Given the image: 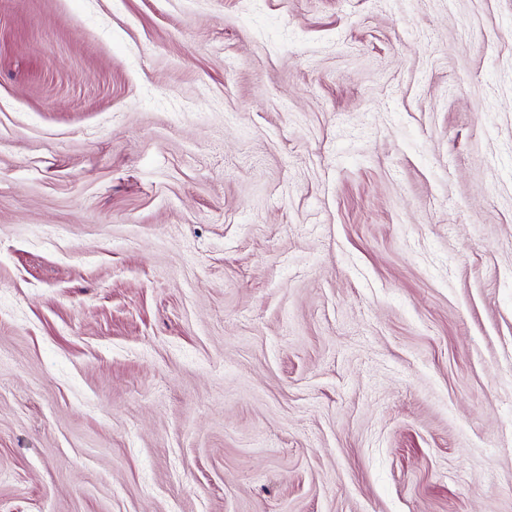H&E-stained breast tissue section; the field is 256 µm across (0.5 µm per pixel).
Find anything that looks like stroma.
I'll return each mask as SVG.
<instances>
[{
	"label": "stroma",
	"mask_w": 512,
	"mask_h": 512,
	"mask_svg": "<svg viewBox=\"0 0 512 512\" xmlns=\"http://www.w3.org/2000/svg\"><path fill=\"white\" fill-rule=\"evenodd\" d=\"M0 512H512V0H0Z\"/></svg>",
	"instance_id": "obj_1"
}]
</instances>
